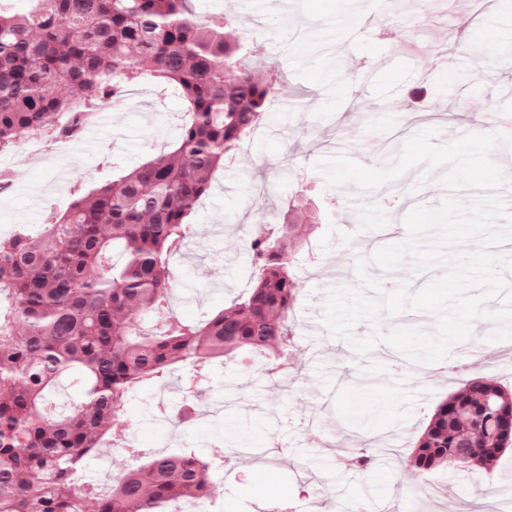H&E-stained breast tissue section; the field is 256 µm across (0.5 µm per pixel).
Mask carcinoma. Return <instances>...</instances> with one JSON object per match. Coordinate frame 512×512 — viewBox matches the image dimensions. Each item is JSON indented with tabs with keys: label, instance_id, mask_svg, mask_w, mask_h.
Returning <instances> with one entry per match:
<instances>
[{
	"label": "carcinoma",
	"instance_id": "carcinoma-1",
	"mask_svg": "<svg viewBox=\"0 0 512 512\" xmlns=\"http://www.w3.org/2000/svg\"><path fill=\"white\" fill-rule=\"evenodd\" d=\"M0 5V153L27 135L75 137L87 115L132 78L181 98L172 149L89 190L36 233L0 239V512H160L214 493L210 464L158 452L107 490L79 491L83 462L140 386L212 360L276 357L293 344L300 283L290 223L249 242L254 275L241 302L202 321L169 316L171 258L214 172L235 156L280 85L250 67L225 18L199 20L190 0H12ZM65 378L74 402L50 399ZM512 446V392L478 377L436 408L407 459L414 474L455 464L488 471Z\"/></svg>",
	"mask_w": 512,
	"mask_h": 512
}]
</instances>
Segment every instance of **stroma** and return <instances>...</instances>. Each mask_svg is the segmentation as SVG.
Wrapping results in <instances>:
<instances>
[{
  "label": "stroma",
  "mask_w": 512,
  "mask_h": 512,
  "mask_svg": "<svg viewBox=\"0 0 512 512\" xmlns=\"http://www.w3.org/2000/svg\"><path fill=\"white\" fill-rule=\"evenodd\" d=\"M193 9L205 18L229 17L254 69L279 67L284 89L189 218L187 245L172 260L174 315L207 319L250 287L249 240L258 223H280L284 208L304 197L315 219L296 227L301 290L293 348L270 372L255 358L216 364L210 400L197 406L188 428L171 423L185 403L177 377L139 388L121 410L130 441L147 455L186 450L209 459L243 449L242 457L211 473L224 481L215 512L275 506L282 512L308 506L314 512H512V449L488 476L455 467L415 476L402 466L436 405L468 378L490 376L512 388V340H490L493 322L476 320L471 340L455 344L445 361L421 364L398 380L384 365L406 357L383 336L397 327L435 332L433 316L384 313L377 325L358 323L356 335L381 338L364 356L322 322L328 294L357 285V260H367L369 274L394 289L415 291L431 280V272L413 263L386 273L370 258L407 239L403 218L415 205L434 207L449 196L467 204L477 191H449L444 168L424 163L366 191L329 185L319 167L321 160L345 157L377 168L385 147L402 148L423 129H436V144H447L477 133V117L512 109V100L503 99L512 70L484 67L478 50L489 44L512 56V10L501 0L481 13L402 0L384 25L352 43L336 0H194ZM436 54L446 57L449 71L433 69ZM104 110V124L83 129L61 151L37 152L29 137L0 155V165L15 172L9 194L0 196L1 237L22 224L44 223L48 202L74 201V187L91 189L167 150L186 106L154 83L136 81L126 98ZM351 448L367 449L373 466L345 464ZM131 465L123 449L105 440L82 476L94 481Z\"/></svg>",
  "instance_id": "obj_1"
}]
</instances>
